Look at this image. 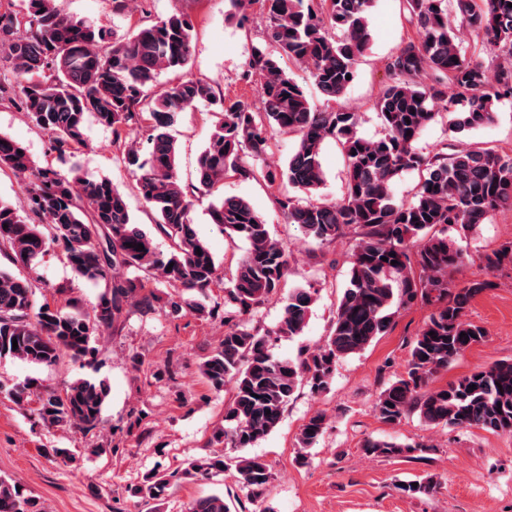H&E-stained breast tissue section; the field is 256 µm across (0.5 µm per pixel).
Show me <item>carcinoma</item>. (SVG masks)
<instances>
[{
    "label": "carcinoma",
    "instance_id": "cac0c4a2",
    "mask_svg": "<svg viewBox=\"0 0 512 512\" xmlns=\"http://www.w3.org/2000/svg\"><path fill=\"white\" fill-rule=\"evenodd\" d=\"M268 2L264 41L276 54L253 48L248 68L260 78L261 103L253 111L239 102L224 105L212 84L200 78L179 79L148 99L147 89L160 72H179L190 62L193 25L182 14L156 22L144 15L128 34L118 36L62 12L56 0H27L22 16L11 0H0V60L10 65V74L0 75V103L25 113L61 155L84 145L86 117L94 116L112 131L123 160L140 170L139 193L158 217L156 232L170 241L168 253L156 250L110 180L35 170L25 148L0 135V170L30 175L28 212L51 224L47 235L0 201V251H10L12 262L32 270L55 245L77 276L104 286L90 309L64 311L36 305L31 280L0 268V357L49 366L63 355L74 360L92 356V337L113 328L129 300L138 299L145 309L160 300L152 284L195 292L170 301V311L201 318L216 311L207 303V292L224 285V337L199 372L216 393L232 384L224 424L215 429L212 441L238 454L214 453L178 471L147 473L131 489L132 496L146 503H163L180 480H212L230 470L248 498H259L272 480L271 467L243 451L278 426L300 386L313 394L327 391L338 363L365 350L386 332L400 308L418 300L434 310L416 336L405 374L375 399L378 416L394 424L416 413L429 426L512 433V360L445 387L433 386L440 371L485 339L482 327L464 319L485 284L448 288V271L464 257L448 241V226L466 233L496 211L512 207V156L462 145L449 154L424 156L416 148L422 131L443 113L451 116L449 126L461 138L489 124L495 104L512 98V0H403L418 38L404 42L385 64L386 81L374 103L385 128L378 140L358 135L355 113L312 105L280 65L286 58L305 66L327 101L340 99L373 40L367 19L372 0ZM464 29L493 50L494 67L466 56L460 37ZM426 74L432 76L429 83L422 81ZM450 86L455 88L451 95ZM202 102L216 106L218 120L198 158L196 183L188 186L179 178L176 144L168 129L180 113ZM277 132L298 137L285 168L263 174L278 192L287 222L320 242L350 233L358 237L331 334L323 345L304 348L294 358L273 356L269 342L273 336L291 340L302 335L315 303L310 291L288 293L273 334L251 326L259 306L288 275V247L248 200L212 203L213 223L223 225L228 237L247 242L225 285L191 219L193 199L212 194L224 177L256 176L245 165V152L265 153ZM329 140L346 158L344 196L337 203L303 204L296 193L311 196L325 182L321 150ZM420 168L426 175L414 199L396 201L393 181ZM139 244L144 249L136 250ZM508 258L512 260V242L485 261L496 268ZM129 270L136 275H120ZM107 395L104 382L79 380L62 396L39 398L38 415L49 425L90 432L102 423ZM326 427L320 412L303 425L298 463H308L307 449ZM423 447L420 442L401 445L368 438L362 451L395 457ZM0 512L42 510L19 484L0 478ZM188 512H231V507L223 494L213 493L193 500Z\"/></svg>",
    "mask_w": 512,
    "mask_h": 512
}]
</instances>
